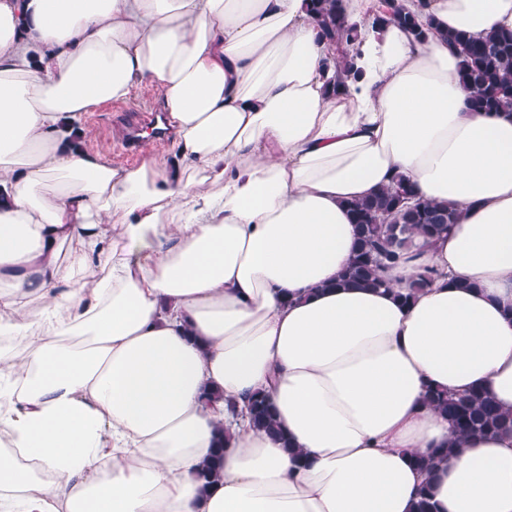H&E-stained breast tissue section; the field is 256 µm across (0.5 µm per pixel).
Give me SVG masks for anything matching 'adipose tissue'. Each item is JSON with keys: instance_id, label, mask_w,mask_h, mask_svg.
<instances>
[{"instance_id": "ef3b65f1", "label": "adipose tissue", "mask_w": 512, "mask_h": 512, "mask_svg": "<svg viewBox=\"0 0 512 512\" xmlns=\"http://www.w3.org/2000/svg\"><path fill=\"white\" fill-rule=\"evenodd\" d=\"M403 4L426 42L344 0L337 95L305 0H0V512H414L425 482L436 512H512V434L454 447L426 403L512 411V114L472 111L445 38L512 31V0ZM143 85L174 154L83 147ZM397 177L458 222L338 285L348 202ZM160 93L154 88H142L134 97L126 102L108 103L101 105L87 112L84 117V124L92 130L93 137L86 146L108 157L113 164L129 166L139 160L143 145L139 144L137 154L126 159L119 155L115 149L114 128L111 122L116 119L120 113L131 111H145L152 108H160ZM249 410L255 428L281 438L282 435L276 426L272 403L265 394L255 395L249 402Z\"/></svg>"}]
</instances>
